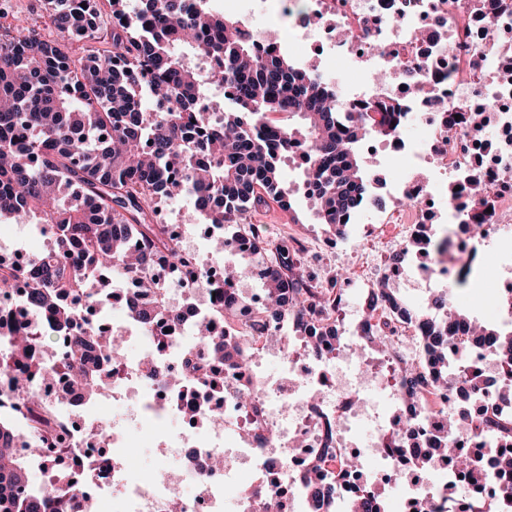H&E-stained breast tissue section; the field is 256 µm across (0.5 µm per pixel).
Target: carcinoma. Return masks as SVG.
I'll use <instances>...</instances> for the list:
<instances>
[{"instance_id": "carcinoma-1", "label": "carcinoma", "mask_w": 512, "mask_h": 512, "mask_svg": "<svg viewBox=\"0 0 512 512\" xmlns=\"http://www.w3.org/2000/svg\"><path fill=\"white\" fill-rule=\"evenodd\" d=\"M108 2V36L99 28L72 38L100 13L99 0H48L54 37L25 24L0 33V221L47 224L55 245L77 252L73 261L49 251L34 262L0 268V296L22 285L31 309L21 326L16 319L0 322V338L9 344L0 353V376L37 410L43 402L34 383L49 365L34 353L57 336L69 340L62 368L71 387L92 397L112 383V365L119 361L110 354L100 360L83 355L99 334L89 313L112 304V275L131 279L150 260L178 258L179 240L156 219L160 203L176 189L193 199L200 220L214 229L216 251H224L226 236L254 238L237 262L246 274L264 264L267 340H278L276 328L289 309L294 335L314 351L317 337L336 324L338 279H322L300 251L286 242L269 244L259 225L241 219L269 199L288 209L280 161L294 138L308 150L304 178L318 189L313 207L319 223L330 228L335 217L359 215L378 204L369 195L360 144L372 133L392 138L398 132L384 117L392 107L341 111L334 83L284 51L261 53L240 38V20L213 13L207 0ZM199 52L218 63L220 104L208 105L210 82L189 58ZM276 114L299 122L279 123ZM132 238L141 241L140 250H128ZM384 303L404 306L381 283L360 327L382 355L389 339L371 329L370 320ZM42 310L55 312L56 330L40 328ZM164 310V301L154 297L131 318L145 323ZM454 311L448 317V298L441 294L428 299L424 354L399 370L404 387L414 388L426 374L448 378L466 365L471 348L512 353V331L491 325L477 330L463 311ZM245 342L238 335L211 342L214 359L239 356ZM10 410L0 405V512H41L44 499L54 502L53 512H88L70 483L72 466L44 454L36 433L17 432ZM19 448L43 456L48 489L42 499L28 492L32 478ZM436 450L456 461L467 484L478 488L494 479L480 463L483 449L458 448L445 437ZM324 464L314 465L304 480L317 510L332 495L321 476ZM386 488L372 485L374 497L360 509L384 512Z\"/></svg>"}]
</instances>
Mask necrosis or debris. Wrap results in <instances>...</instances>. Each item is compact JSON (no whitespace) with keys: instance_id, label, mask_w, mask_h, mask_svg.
<instances>
[{"instance_id":"obj_1","label":"necrosis or debris","mask_w":512,"mask_h":512,"mask_svg":"<svg viewBox=\"0 0 512 512\" xmlns=\"http://www.w3.org/2000/svg\"><path fill=\"white\" fill-rule=\"evenodd\" d=\"M493 13L498 24L490 29L484 20ZM292 40L312 46L326 78H334L339 61L389 76L382 85L366 80L336 87L342 111L386 101L396 109L399 128L381 146L395 163L385 186L402 226L396 244L409 246L412 260L376 270L365 287L384 278L444 287L490 265L495 314L511 324L512 258L495 245L512 235V0H469L463 13L457 0H306ZM450 126L457 135L448 139ZM179 240L181 261L146 263L139 279L113 285V335L125 346L147 343L125 356L108 392L126 413L107 424L92 421L94 400L56 373L39 387L52 416L41 423L25 407L16 411L21 432L37 426L47 438L66 430L96 512H171L176 502L183 512H264L271 494L279 496L283 512H313L301 481L305 471L322 457L338 466L356 455L375 459L381 478L401 484L396 512H512V503L488 488L455 495L459 473L446 458H436L425 477L407 454L436 446L453 413L461 446L483 448L482 464L494 470L489 444L512 435L506 358L474 350L479 389L463 377L441 389L428 379L421 401L403 403L395 387L388 391L391 412L378 411L364 393L378 388L381 378L367 372L355 336L326 337L322 359L297 336L266 343L262 292L246 297L238 285H225L223 257L201 253L187 235ZM169 281L176 287L166 306L180 312L179 322H130L129 310L146 302V283ZM424 322V316L389 309L373 320L400 362L419 357ZM205 324L217 338L252 336L247 359L210 364L207 346L198 341ZM271 358L284 366L276 379L262 367ZM191 362L217 382L208 398L165 384L173 374L188 377ZM204 403L223 416L222 426L201 423L197 412ZM174 419L183 429L166 431ZM356 423L370 425V443L360 442ZM271 432L276 441H268ZM392 432L399 435L394 451L386 447ZM140 448L153 449L158 459L148 481L133 461Z\"/></svg>"}]
</instances>
